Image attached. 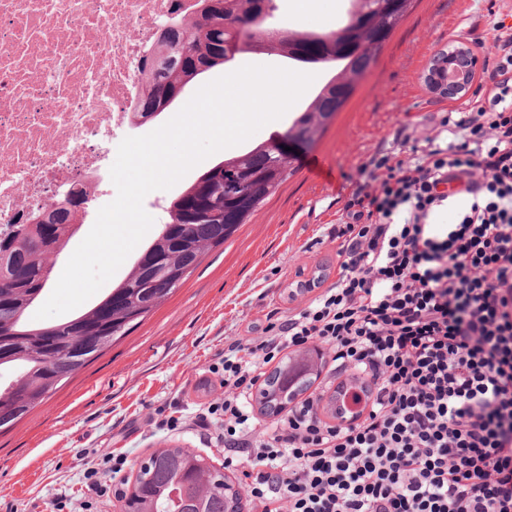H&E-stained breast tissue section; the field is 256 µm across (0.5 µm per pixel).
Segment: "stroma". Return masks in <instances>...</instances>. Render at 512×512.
Returning <instances> with one entry per match:
<instances>
[{"instance_id": "1", "label": "stroma", "mask_w": 512, "mask_h": 512, "mask_svg": "<svg viewBox=\"0 0 512 512\" xmlns=\"http://www.w3.org/2000/svg\"><path fill=\"white\" fill-rule=\"evenodd\" d=\"M273 22L303 32L337 31L349 0H274ZM512 11V0H415L409 13L357 82L347 105L301 147L293 174L224 245L204 255L187 280L129 332L92 356L69 380L21 419L0 428V512H113L116 495L135 478L153 449L188 448L224 465L219 427L203 431L195 418L224 388L210 370L228 338L287 314L292 283L336 281L339 224L351 189L366 185L361 167L397 150L406 129L423 145L451 108L427 88L433 56L453 41L489 56L488 10ZM317 159L324 183L306 172ZM95 470L86 479V470Z\"/></svg>"}]
</instances>
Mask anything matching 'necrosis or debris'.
Returning a JSON list of instances; mask_svg holds the SVG:
<instances>
[{
  "mask_svg": "<svg viewBox=\"0 0 512 512\" xmlns=\"http://www.w3.org/2000/svg\"><path fill=\"white\" fill-rule=\"evenodd\" d=\"M193 0H0V224L96 193L136 126L140 65Z\"/></svg>",
  "mask_w": 512,
  "mask_h": 512,
  "instance_id": "4bbe7bcc",
  "label": "necrosis or debris"
}]
</instances>
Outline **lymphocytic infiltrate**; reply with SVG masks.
<instances>
[{
  "label": "lymphocytic infiltrate",
  "instance_id": "1",
  "mask_svg": "<svg viewBox=\"0 0 512 512\" xmlns=\"http://www.w3.org/2000/svg\"><path fill=\"white\" fill-rule=\"evenodd\" d=\"M491 29L477 99L443 120L447 139L364 164L375 188L332 231L336 282L224 346V400L207 413L255 512H512V25ZM456 196L469 206L434 231ZM314 341L364 409L336 423L313 393L256 430L249 375Z\"/></svg>",
  "mask_w": 512,
  "mask_h": 512
}]
</instances>
